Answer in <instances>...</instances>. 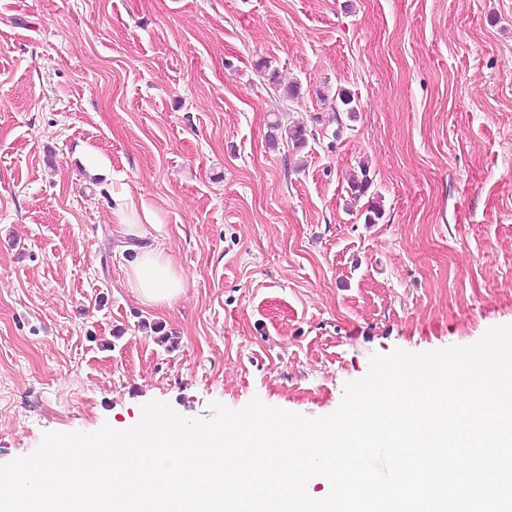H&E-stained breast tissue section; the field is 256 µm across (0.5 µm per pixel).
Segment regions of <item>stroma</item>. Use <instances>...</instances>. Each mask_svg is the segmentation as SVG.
Instances as JSON below:
<instances>
[{
  "instance_id": "stroma-1",
  "label": "stroma",
  "mask_w": 512,
  "mask_h": 512,
  "mask_svg": "<svg viewBox=\"0 0 512 512\" xmlns=\"http://www.w3.org/2000/svg\"><path fill=\"white\" fill-rule=\"evenodd\" d=\"M508 324L512 0H0V464L153 400L325 416ZM126 271L129 288L143 304L171 305L181 295L185 277L162 245L132 244Z\"/></svg>"
}]
</instances>
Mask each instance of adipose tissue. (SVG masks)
<instances>
[{
	"label": "adipose tissue",
	"mask_w": 512,
	"mask_h": 512,
	"mask_svg": "<svg viewBox=\"0 0 512 512\" xmlns=\"http://www.w3.org/2000/svg\"><path fill=\"white\" fill-rule=\"evenodd\" d=\"M127 236L133 237L131 250L134 254L126 271L132 291L148 305H171L181 295L185 277L160 245L142 244L141 225L125 227Z\"/></svg>",
	"instance_id": "obj_1"
}]
</instances>
